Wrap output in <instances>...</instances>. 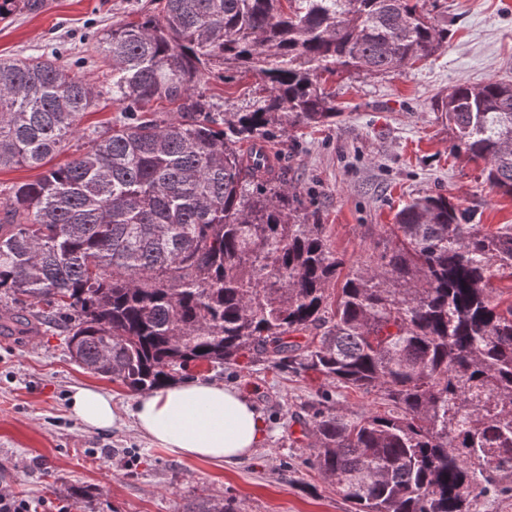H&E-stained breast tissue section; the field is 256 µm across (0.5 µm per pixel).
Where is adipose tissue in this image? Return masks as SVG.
Masks as SVG:
<instances>
[{"label":"adipose tissue","mask_w":512,"mask_h":512,"mask_svg":"<svg viewBox=\"0 0 512 512\" xmlns=\"http://www.w3.org/2000/svg\"><path fill=\"white\" fill-rule=\"evenodd\" d=\"M73 416L88 428L107 430L121 421L111 395L94 387L78 389ZM131 417L138 430L172 454L230 463L250 454L266 425L240 390L211 381L171 383L140 395Z\"/></svg>","instance_id":"adipose-tissue-1"}]
</instances>
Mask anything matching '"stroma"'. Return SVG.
<instances>
[{
  "mask_svg": "<svg viewBox=\"0 0 512 512\" xmlns=\"http://www.w3.org/2000/svg\"><path fill=\"white\" fill-rule=\"evenodd\" d=\"M150 0H40L32 11L0 22V57L60 48L62 64L93 87L111 71L90 36L135 20ZM448 28V46L387 76L332 77L341 116L331 126L301 127L279 137L287 178L325 226L331 248L354 261L384 242L411 198L442 193L469 223L512 224V197L495 193L482 163L449 151L452 133L435 104L456 85L512 81V0H421ZM257 79L237 74L211 80L206 93L223 112L245 110ZM181 380H210L243 392L266 425L264 440L233 464L178 457L154 445L124 417L96 431L70 413L76 388L111 394L120 409L136 398L120 382L80 367L62 327L43 323L31 336H0V488L26 499L34 512H197L207 498L228 499L236 512H349L307 458L303 423L315 409L368 412L366 394L316 375L298 376L259 358L238 364H190Z\"/></svg>",
  "mask_w": 512,
  "mask_h": 512,
  "instance_id": "35a3bbf8",
  "label": "stroma"
}]
</instances>
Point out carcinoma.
<instances>
[{"mask_svg":"<svg viewBox=\"0 0 512 512\" xmlns=\"http://www.w3.org/2000/svg\"><path fill=\"white\" fill-rule=\"evenodd\" d=\"M151 2L100 35L112 69L98 91L55 56L0 58V168L44 169L0 197V296L44 304L72 358L131 392L252 354L378 393L383 412L318 408L307 429L309 465L351 512L512 498V303L493 299V279L512 278V224L483 231L425 194L350 263L272 147L336 122L324 75L399 72L448 29L420 0ZM36 5L0 0V20ZM233 71L262 96L222 119L205 85ZM103 95L123 120L81 132ZM437 111L451 151L512 196V83L458 84Z\"/></svg>","mask_w":512,"mask_h":512,"instance_id":"1","label":"carcinoma"}]
</instances>
